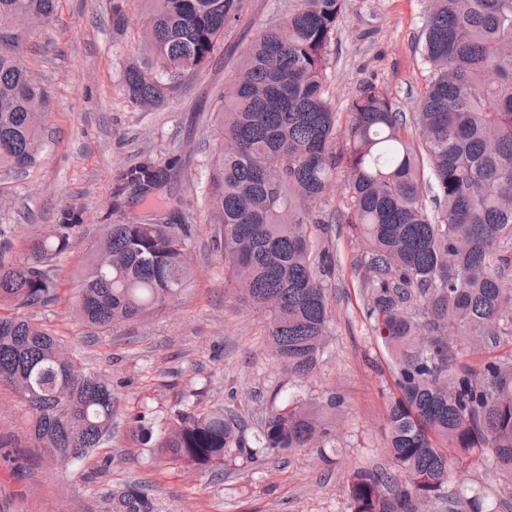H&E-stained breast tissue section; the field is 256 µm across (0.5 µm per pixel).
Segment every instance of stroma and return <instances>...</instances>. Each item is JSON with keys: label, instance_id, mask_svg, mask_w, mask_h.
I'll list each match as a JSON object with an SVG mask.
<instances>
[{"label": "stroma", "instance_id": "stroma-1", "mask_svg": "<svg viewBox=\"0 0 512 512\" xmlns=\"http://www.w3.org/2000/svg\"><path fill=\"white\" fill-rule=\"evenodd\" d=\"M296 4L244 0L239 23L207 65L152 110L134 105L122 90L124 68L144 42L140 0H123L120 27L112 0H58L49 23L33 29L30 41L39 50L25 61L49 93L41 151L24 172H0V242L20 253L31 236L53 230L65 207L82 211L71 249L54 262L58 299L24 316L59 336L80 370L111 382L115 412L103 444L64 470L29 435L19 394L0 385V512H106V491L137 481L148 482L163 512H349L352 471L388 465L390 359L366 319L359 245L337 211L342 180L322 203L326 226L314 234L315 252L333 257L331 270L320 275L331 321L306 379L273 362L266 317L237 301L203 209L219 144L211 118L217 98L251 42ZM427 7L428 0H350L328 51L337 133L345 132L347 105L367 82L384 88L398 111L415 112L425 85L419 41ZM175 158L183 175L169 191L192 227V282L153 319L93 332L70 313L82 261L100 225L143 213L131 194L113 210L117 177L145 159ZM334 394L344 404L333 447L286 451L217 474L154 459L133 436V415H145L160 432L184 406L224 409L252 436L269 411L296 400L321 405ZM476 488L485 492L488 512H512V482L487 454L455 472L450 500L433 503L429 512H468L465 502Z\"/></svg>", "mask_w": 512, "mask_h": 512}]
</instances>
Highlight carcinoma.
<instances>
[{
	"instance_id": "obj_1",
	"label": "carcinoma",
	"mask_w": 512,
	"mask_h": 512,
	"mask_svg": "<svg viewBox=\"0 0 512 512\" xmlns=\"http://www.w3.org/2000/svg\"><path fill=\"white\" fill-rule=\"evenodd\" d=\"M147 36L126 67L123 91L156 108L210 61L242 0H141ZM56 0H0V171L22 172L40 152L46 90L22 55ZM348 0H299L282 26L262 31L238 62L214 113L222 143L205 198L208 223L237 286V299L266 313L272 356L289 373L316 369L330 321L311 259L316 207L342 168L341 211L360 245L366 316L392 360L397 396L388 411V469H359L350 512H426L448 498L453 471L487 451L512 480V355L454 370L457 341L480 353L512 338V0H429L420 55L428 71L413 113L403 114L367 82L349 104L345 144L333 151L336 113L326 90L327 52ZM182 172L178 161L124 168L114 197L129 189L141 222L100 226L72 313L107 332L143 322L179 298L193 276L189 227L154 211L157 191ZM82 213L61 212L4 258L0 307L32 309L57 299L52 262L70 248ZM0 383L27 404L32 437L66 467L101 445L112 427V384L80 371L57 336L0 316ZM136 418L141 442L170 462L219 472L230 462L308 445L328 447L319 409L294 403L249 438L222 409L174 411L155 436ZM111 512H160L139 484L106 495Z\"/></svg>"
}]
</instances>
